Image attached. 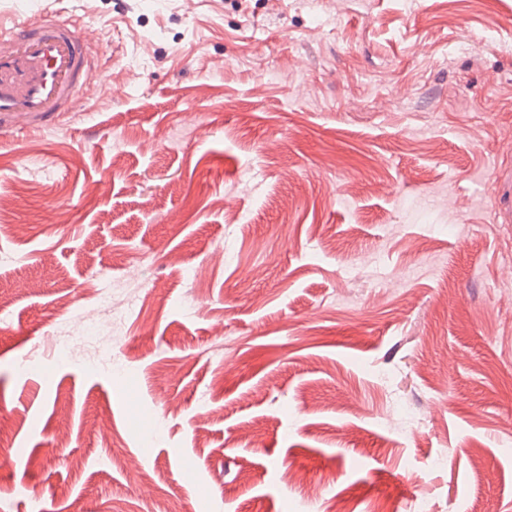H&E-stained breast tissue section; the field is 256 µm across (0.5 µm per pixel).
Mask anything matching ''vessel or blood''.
I'll list each match as a JSON object with an SVG mask.
<instances>
[{
    "label": "vessel or blood",
    "instance_id": "vessel-or-blood-1",
    "mask_svg": "<svg viewBox=\"0 0 512 512\" xmlns=\"http://www.w3.org/2000/svg\"><path fill=\"white\" fill-rule=\"evenodd\" d=\"M83 28L59 10L0 24V119L42 123L88 99L109 48Z\"/></svg>",
    "mask_w": 512,
    "mask_h": 512
}]
</instances>
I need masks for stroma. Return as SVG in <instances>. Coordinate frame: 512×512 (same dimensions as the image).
I'll use <instances>...</instances> for the list:
<instances>
[{
  "mask_svg": "<svg viewBox=\"0 0 512 512\" xmlns=\"http://www.w3.org/2000/svg\"><path fill=\"white\" fill-rule=\"evenodd\" d=\"M73 8L94 94L0 128V512H512V0ZM102 266L123 376L50 354Z\"/></svg>",
  "mask_w": 512,
  "mask_h": 512,
  "instance_id": "1",
  "label": "stroma"
}]
</instances>
